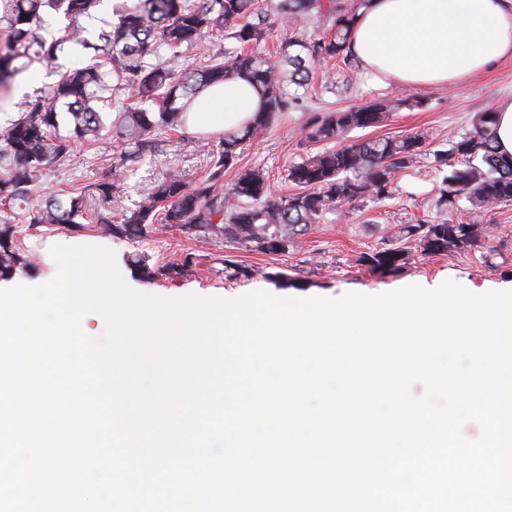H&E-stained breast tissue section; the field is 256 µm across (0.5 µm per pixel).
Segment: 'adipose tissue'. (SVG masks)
<instances>
[{"instance_id": "obj_1", "label": "adipose tissue", "mask_w": 512, "mask_h": 512, "mask_svg": "<svg viewBox=\"0 0 512 512\" xmlns=\"http://www.w3.org/2000/svg\"><path fill=\"white\" fill-rule=\"evenodd\" d=\"M350 49L374 79L402 88L450 86L512 58V0H363ZM262 105L237 79L201 93L186 117L202 135L233 134Z\"/></svg>"}]
</instances>
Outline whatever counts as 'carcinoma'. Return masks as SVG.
Returning <instances> with one entry per match:
<instances>
[{"label":"carcinoma","instance_id":"cac0c4a2","mask_svg":"<svg viewBox=\"0 0 512 512\" xmlns=\"http://www.w3.org/2000/svg\"><path fill=\"white\" fill-rule=\"evenodd\" d=\"M104 0H0V86H11L33 62L54 63L68 44L98 51L87 64L59 72L44 92L22 104L18 118L0 134V280L31 266L17 244L19 225L28 228L80 224L89 197L107 205L124 194L119 177L162 151L160 135L186 124L193 100L208 86L240 78L253 83L263 111L238 134L209 145V165L188 180L172 171L147 185L133 209L97 214L103 231L116 238L143 237L156 224H172L189 237L212 236L256 244L266 253L288 250L323 216L355 201L382 202L393 197L396 177L433 154L438 191L436 211L402 228L397 246L362 256L377 275L396 273L412 244L427 256L488 244L475 215L512 202V158L498 154L494 112L475 113L471 128L449 141L446 150L428 149L420 131L401 136L353 139L356 129L379 126L400 100L382 99L343 110L313 114L302 126L304 141L318 149L287 168V194L271 192L270 176L260 167H237L238 148L267 132L310 92L312 68L335 63L350 67V22L360 0H130L115 8L118 22L85 37L82 19L99 12ZM66 24L49 41L40 33L45 18ZM324 28L312 37L305 24ZM288 30L278 50L262 42L275 25ZM221 44L202 54L196 66L176 62L199 49L205 36ZM69 129L60 131L59 108ZM76 141L101 144L112 152L110 170L93 186L71 183L47 197L40 187L47 171L66 159ZM236 170L229 188L224 174ZM473 216L450 220L460 199Z\"/></svg>","mask_w":512,"mask_h":512}]
</instances>
